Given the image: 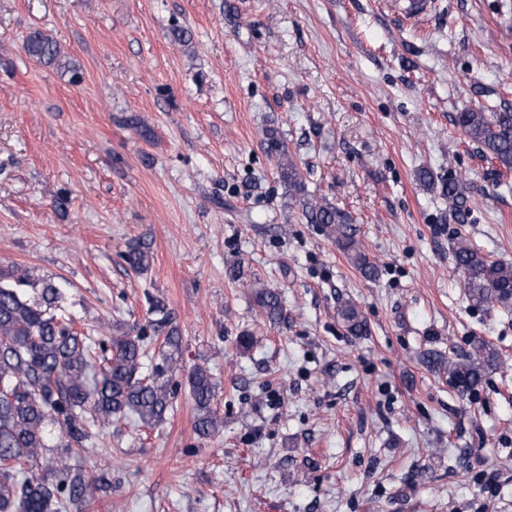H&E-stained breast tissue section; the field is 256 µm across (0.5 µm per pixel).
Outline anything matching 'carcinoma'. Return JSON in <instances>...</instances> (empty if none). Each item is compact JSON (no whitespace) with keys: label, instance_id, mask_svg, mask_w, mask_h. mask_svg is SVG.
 <instances>
[{"label":"carcinoma","instance_id":"carcinoma-1","mask_svg":"<svg viewBox=\"0 0 512 512\" xmlns=\"http://www.w3.org/2000/svg\"><path fill=\"white\" fill-rule=\"evenodd\" d=\"M33 61L63 69L73 83L81 76L76 64L64 59L59 43L32 32L24 43ZM455 124L495 164L498 175L512 173V112H488L480 106L459 112ZM278 148L281 178L303 195L302 211L310 224L320 225L351 263L368 280L378 269L361 250L346 216L306 195L298 165ZM422 179L457 207L460 220L469 214L467 187L462 180H440L426 171ZM456 268L465 276V293L475 307L512 311V264L493 260L463 235L453 242ZM149 243L137 239L127 245L124 261L137 273L149 270ZM70 283L34 274L11 264L0 268V512H90L104 479L69 464L85 450L97 428L133 419L152 428L173 410L182 336L171 311L161 300L150 301L149 327L160 343V362L143 373L149 357L146 334L120 325L97 336L76 328L63 306ZM261 312L276 320L282 315L278 293L253 284ZM340 316L356 334L363 323L357 308L346 302ZM473 358L431 356L428 362L448 371L453 388H475L486 371L499 365V353L488 341L475 338ZM187 385L194 401L198 434H218L223 422L213 409L216 385L201 366L190 370Z\"/></svg>","mask_w":512,"mask_h":512}]
</instances>
